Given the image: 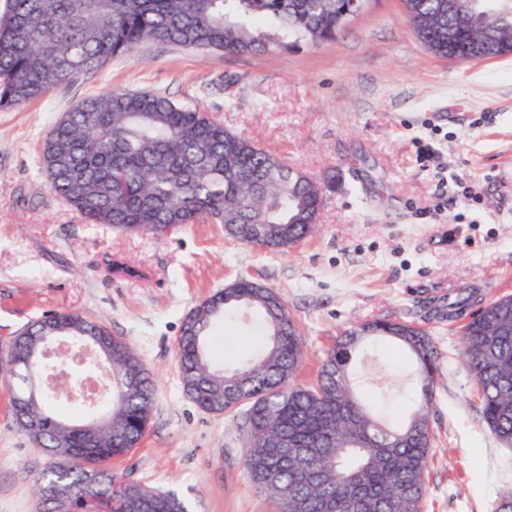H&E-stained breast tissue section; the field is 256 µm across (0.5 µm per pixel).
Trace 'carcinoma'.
<instances>
[{
	"label": "carcinoma",
	"instance_id": "1",
	"mask_svg": "<svg viewBox=\"0 0 512 512\" xmlns=\"http://www.w3.org/2000/svg\"><path fill=\"white\" fill-rule=\"evenodd\" d=\"M359 0H7L0 16V107L20 108L103 67L113 56L153 41L230 55L317 46L336 38ZM419 40L440 57H485L448 40L458 0H402ZM505 0L472 4L460 42L500 22L512 42V16L500 20ZM294 38L287 42L279 37ZM50 189L92 224L119 232L162 235L183 224L211 221L239 243L286 251L318 223L322 186L199 106L153 92H114L85 99L60 118L42 147ZM245 307L262 320L260 353L228 371L213 363L208 339L226 312ZM426 319L461 324L463 364L474 378L482 420L512 446V295L483 303L460 290ZM70 328V348L37 363L52 379L38 406L20 399L15 361L56 327ZM90 336L112 339V429L85 457L75 432L61 423L90 408L83 390L69 394L68 368L80 365ZM392 344L414 367L417 405L390 426L368 410L354 383L355 359L370 342ZM3 347L0 381L9 390L14 420L24 435L31 413L42 420L49 467L39 480L69 485L74 497L47 512H87L103 495L112 512H187L182 499L112 475L107 465L138 447L155 400V382L121 338L78 311L45 315ZM183 391L215 415L243 411V466L252 486L274 497L278 512H421L434 444L429 427L441 353L428 331L381 318L337 338L311 382L297 381L303 344L288 305L273 288L239 278L196 305L177 340ZM107 472L109 484L87 482L86 470Z\"/></svg>",
	"mask_w": 512,
	"mask_h": 512
}]
</instances>
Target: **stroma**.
Segmentation results:
<instances>
[{
	"instance_id": "1",
	"label": "stroma",
	"mask_w": 512,
	"mask_h": 512,
	"mask_svg": "<svg viewBox=\"0 0 512 512\" xmlns=\"http://www.w3.org/2000/svg\"><path fill=\"white\" fill-rule=\"evenodd\" d=\"M154 91L201 106L227 129L318 179L321 222L288 252L249 248L223 225L164 237L90 224L49 188L40 161L54 123L81 100ZM438 150L421 164L417 140ZM448 205L435 211L438 172ZM481 189L473 204L465 186ZM117 260L139 278L108 271ZM275 288L296 319L302 379L351 326L479 289L512 293V56L460 62L424 49L401 0H373L334 41L258 56L204 54L153 42L110 59L21 108L0 109V341L42 314L72 310L128 341L154 376L156 400L139 447L116 476L161 487L189 512H275L242 466V416H216L184 394L177 338L185 315L237 277ZM442 354L430 425L436 435L422 512H493L512 492V448L487 429L477 386L447 322L428 325ZM261 323L238 309L214 333L226 362L259 348ZM361 385L404 417L414 382L383 342L358 361ZM48 459L17 429L0 385V512H41Z\"/></svg>"
}]
</instances>
